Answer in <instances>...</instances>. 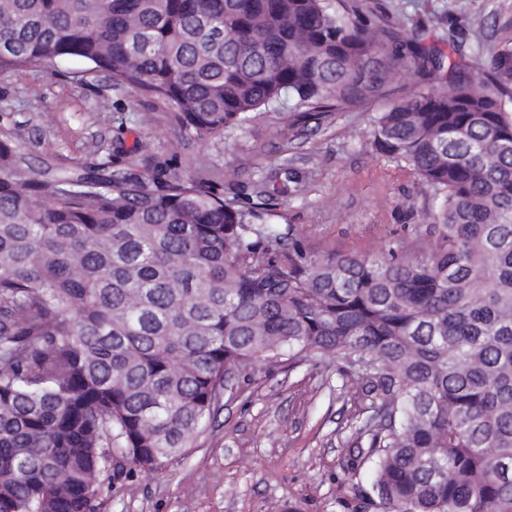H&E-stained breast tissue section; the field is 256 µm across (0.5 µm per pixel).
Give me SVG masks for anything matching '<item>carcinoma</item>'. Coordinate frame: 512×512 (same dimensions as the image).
I'll list each match as a JSON object with an SVG mask.
<instances>
[{
	"label": "carcinoma",
	"instance_id": "1",
	"mask_svg": "<svg viewBox=\"0 0 512 512\" xmlns=\"http://www.w3.org/2000/svg\"><path fill=\"white\" fill-rule=\"evenodd\" d=\"M79 60L199 140L285 100L343 110L439 80L373 146L439 198L401 257L325 253L294 224L146 153L55 167L0 131V512H96L101 477L194 447L224 370L331 357L381 512H512V46L467 72L352 0H0V76Z\"/></svg>",
	"mask_w": 512,
	"mask_h": 512
}]
</instances>
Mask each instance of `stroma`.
<instances>
[{
  "label": "stroma",
  "mask_w": 512,
  "mask_h": 512,
  "mask_svg": "<svg viewBox=\"0 0 512 512\" xmlns=\"http://www.w3.org/2000/svg\"><path fill=\"white\" fill-rule=\"evenodd\" d=\"M363 19L387 20L400 34L419 27L427 43L462 44L472 68L512 45V0H359ZM431 81L394 76L386 95L322 117L291 105L201 141L164 117V106L114 87L108 74L75 61L11 72L0 79V125L34 159L62 166L117 150L138 159L150 140L182 174L217 185L226 199L256 203L263 224L297 225L324 252L378 256L420 238L435 209L433 191L410 168L372 146L373 120ZM294 168L300 195L260 202L263 187ZM372 399L333 364L306 358L251 363L236 371L216 421L159 473L106 476L97 512H381L357 489L371 464L349 472L356 428Z\"/></svg>",
  "instance_id": "1"
}]
</instances>
